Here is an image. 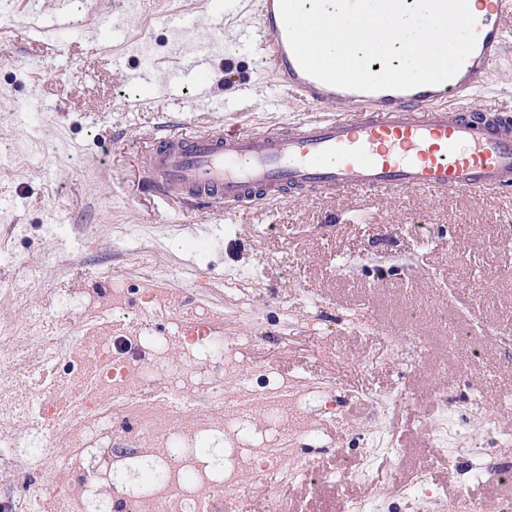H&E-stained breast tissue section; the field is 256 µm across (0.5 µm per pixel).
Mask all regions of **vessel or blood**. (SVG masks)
<instances>
[{
    "label": "vessel or blood",
    "mask_w": 512,
    "mask_h": 512,
    "mask_svg": "<svg viewBox=\"0 0 512 512\" xmlns=\"http://www.w3.org/2000/svg\"><path fill=\"white\" fill-rule=\"evenodd\" d=\"M476 45L439 85L359 91L306 73L288 42L279 0H257L256 31L268 36L267 64L313 107L360 105L352 120H311L264 133H181L144 154L148 184L203 205H232L277 192L298 199L322 191H512V114L448 109L447 101L501 57L499 17L512 0H481Z\"/></svg>",
    "instance_id": "obj_1"
}]
</instances>
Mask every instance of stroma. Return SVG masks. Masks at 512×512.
<instances>
[{"instance_id":"stroma-1","label":"stroma","mask_w":512,"mask_h":512,"mask_svg":"<svg viewBox=\"0 0 512 512\" xmlns=\"http://www.w3.org/2000/svg\"><path fill=\"white\" fill-rule=\"evenodd\" d=\"M256 0H0V324L29 322L8 289L28 292L44 329L76 336L97 301L122 291L112 328L179 337L186 357L198 310L212 334L241 346L242 373L300 382L302 416L331 410L318 438L288 431L284 477L220 512H351L360 499L404 512L393 484L424 474L448 512L459 496L497 512L512 502V192L429 196L316 193L198 209L150 188L141 157L170 130L263 132L349 107L312 108L269 71ZM194 47L222 39L213 92L182 75L174 25ZM505 55L471 90L473 110L512 113V14ZM213 398L236 400L222 356L207 364ZM407 391L404 401L375 400ZM420 390L441 403L412 400ZM471 449L447 464L432 435L441 417ZM379 454H370L373 438ZM352 477L338 481L343 467ZM311 471L302 480L298 469Z\"/></svg>"}]
</instances>
